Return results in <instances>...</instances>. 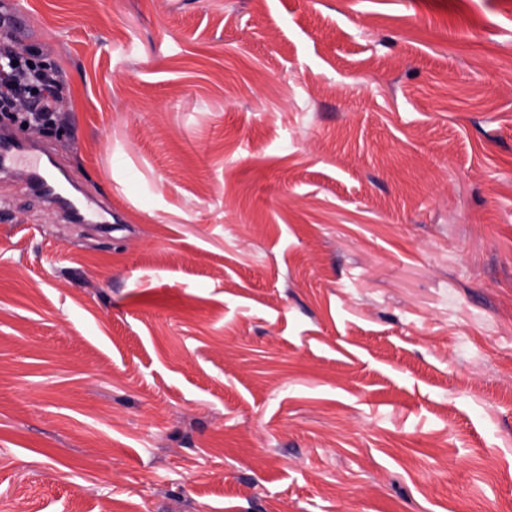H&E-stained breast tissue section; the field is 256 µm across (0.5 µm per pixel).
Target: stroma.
Masks as SVG:
<instances>
[{"mask_svg":"<svg viewBox=\"0 0 512 512\" xmlns=\"http://www.w3.org/2000/svg\"><path fill=\"white\" fill-rule=\"evenodd\" d=\"M20 2L0 512L512 505V0ZM9 41L0 46V112L6 116L19 112L12 99L22 94L28 102L22 112H28V119L22 120L21 124H37L45 130H53L58 122L61 99L58 98V108H55L54 100L45 92L53 90L59 94V74L47 65L38 47H33L26 57H15L11 51L15 37L11 35ZM44 148L38 144L19 139L15 129L1 131L0 134V170L3 173L19 161L32 165L31 190L49 204H57L66 218L77 222L92 224H112V205L95 204L84 206L61 194L57 177L45 176ZM110 218V219H109ZM69 220V221H71Z\"/></svg>","mask_w":512,"mask_h":512,"instance_id":"35a3bbf8","label":"stroma"}]
</instances>
